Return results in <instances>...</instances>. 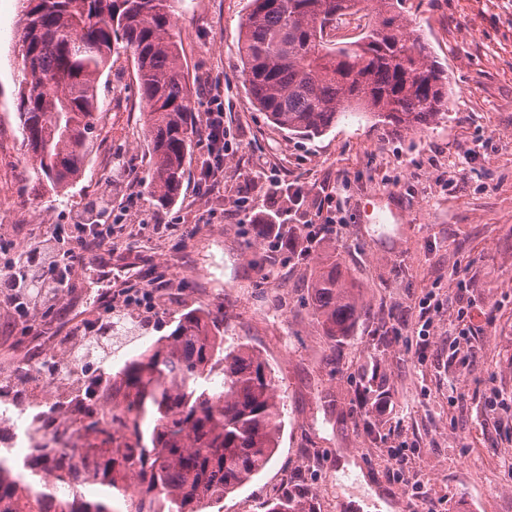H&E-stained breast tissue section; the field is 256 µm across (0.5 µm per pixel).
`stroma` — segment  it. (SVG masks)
Masks as SVG:
<instances>
[{
  "mask_svg": "<svg viewBox=\"0 0 512 512\" xmlns=\"http://www.w3.org/2000/svg\"><path fill=\"white\" fill-rule=\"evenodd\" d=\"M20 9L0 0V265L26 240L79 261L53 308L22 317L0 301V361L62 358L72 329L91 334L122 314L143 333L113 343L104 370L114 373L203 306L223 316L225 345L247 344L269 363L283 398L276 454L223 512H263L287 473L324 512H512V0H399L448 74L446 115L403 130L349 112L315 137L274 128L246 91L238 34L249 0H185L179 28L198 121L210 87L223 91L224 178L201 191L208 155L196 141L181 195L164 209L143 187L151 156L124 58L100 83L108 112L81 178L61 196L27 181ZM106 190L112 282L102 285L79 224ZM260 211L286 234L319 238L303 253L276 249L249 221ZM328 257L359 280L370 309L334 348L309 297ZM158 280L150 305L132 303ZM429 294L441 307L423 342ZM371 380L377 389L365 392ZM377 399L386 415L371 412ZM396 454L425 494L394 476Z\"/></svg>",
  "mask_w": 512,
  "mask_h": 512,
  "instance_id": "1",
  "label": "stroma"
}]
</instances>
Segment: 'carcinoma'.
I'll return each instance as SVG.
<instances>
[{
  "instance_id": "carcinoma-1",
  "label": "carcinoma",
  "mask_w": 512,
  "mask_h": 512,
  "mask_svg": "<svg viewBox=\"0 0 512 512\" xmlns=\"http://www.w3.org/2000/svg\"><path fill=\"white\" fill-rule=\"evenodd\" d=\"M373 3L356 41L335 45L326 29ZM182 0H22L16 112L28 181L59 193L84 173L106 112L99 82L113 57L133 61L144 104L151 168L148 196L162 207L180 197L198 133L195 99L176 20ZM396 0H250L239 55L245 86L273 127L318 136L345 112H365L405 130L448 108V76L430 60ZM313 316L331 346L370 313L360 288L334 259L311 279ZM221 319L190 309L174 330L113 376L93 369L112 358L109 321L65 363L80 378L86 444L35 432L17 469L0 454V512H206L260 474L278 449L281 398L274 376L248 345L224 346ZM112 410V421L104 418ZM98 493H73L77 483ZM265 512H306L293 494Z\"/></svg>"
}]
</instances>
